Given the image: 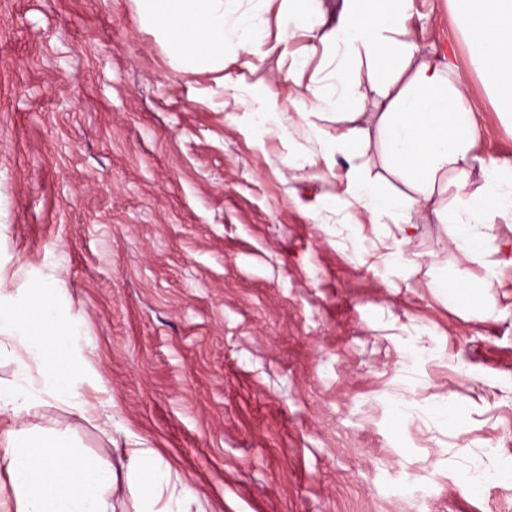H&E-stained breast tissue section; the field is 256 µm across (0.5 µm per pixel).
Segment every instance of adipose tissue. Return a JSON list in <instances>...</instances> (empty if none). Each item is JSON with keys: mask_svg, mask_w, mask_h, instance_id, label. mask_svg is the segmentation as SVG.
Segmentation results:
<instances>
[{"mask_svg": "<svg viewBox=\"0 0 512 512\" xmlns=\"http://www.w3.org/2000/svg\"><path fill=\"white\" fill-rule=\"evenodd\" d=\"M142 20L167 38L174 60L187 72L223 69L224 51L257 56L263 24L240 13L237 0H135ZM289 36L310 35L331 50L382 69L396 61L408 74L400 88L384 85L380 112H350L352 89L342 71H328L311 102L296 101L287 112L277 95L253 94L241 103L251 121L286 137L295 121L319 134L318 117L335 116L347 128L336 140L321 144L319 154L298 153L303 166L334 167L337 156H350L376 141L380 161L408 187L387 193L368 172L349 167L345 204L358 205L374 219H390L399 237L393 246L397 263H408L407 248L418 221L455 225L454 243L480 259L496 217L512 215V165L477 163L476 129L467 104L461 63L415 61L412 42L394 34L409 17L413 0H342L337 15L326 16L320 0H282ZM483 79L503 114L512 113V0H456ZM484 182L469 192L473 166ZM449 196L451 209L439 210L436 196ZM58 288L43 282L27 298L7 288L0 277V362L12 364V380L0 381V465L10 485L13 512H112L110 495L117 477L110 464L86 456L69 432L33 424L49 403L68 408L87 421L120 428L110 401L90 396V376L76 366L83 352L81 321L71 317L62 335L57 324ZM125 476L135 512H190L194 491L175 486L170 466L151 448L124 451Z\"/></svg>", "mask_w": 512, "mask_h": 512, "instance_id": "ef3b65f1", "label": "adipose tissue"}]
</instances>
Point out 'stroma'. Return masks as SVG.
I'll list each match as a JSON object with an SVG mask.
<instances>
[{
  "instance_id": "stroma-1",
  "label": "stroma",
  "mask_w": 512,
  "mask_h": 512,
  "mask_svg": "<svg viewBox=\"0 0 512 512\" xmlns=\"http://www.w3.org/2000/svg\"><path fill=\"white\" fill-rule=\"evenodd\" d=\"M238 8L263 19V60L229 47L185 73L134 0H0V274L58 279L114 414L193 512H512V222L484 261L431 223L390 264L397 228L344 204L346 160L296 166L291 144L319 149L306 127L244 116L252 90L307 97L323 55L285 40L278 0ZM400 37L472 53L452 0H414ZM340 67L379 111L378 73ZM466 82L476 155L512 164V122ZM42 415L119 465L123 435Z\"/></svg>"
}]
</instances>
